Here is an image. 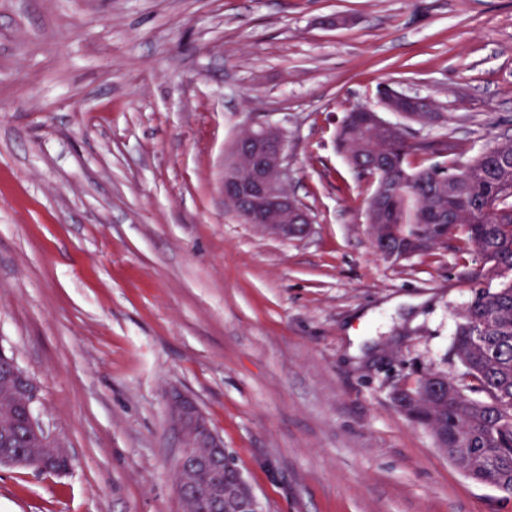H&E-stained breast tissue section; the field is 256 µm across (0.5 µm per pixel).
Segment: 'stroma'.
Returning a JSON list of instances; mask_svg holds the SVG:
<instances>
[{
	"label": "stroma",
	"mask_w": 512,
	"mask_h": 512,
	"mask_svg": "<svg viewBox=\"0 0 512 512\" xmlns=\"http://www.w3.org/2000/svg\"><path fill=\"white\" fill-rule=\"evenodd\" d=\"M358 104L471 156L512 138V0H0V347L73 462L0 470V512H183L176 392L266 512H512L392 402L462 373L476 264L377 255L373 180L336 146ZM257 122L286 133L304 236L224 199ZM380 97L384 106L389 110L392 108V112H399L406 118L416 121L422 124H434L439 121L441 116L440 112H428L425 108H430V105L412 103L408 100L398 97L400 92L390 88L387 85H383L380 88ZM409 110H420L421 112H401Z\"/></svg>",
	"instance_id": "35a3bbf8"
}]
</instances>
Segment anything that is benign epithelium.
Listing matches in <instances>:
<instances>
[{"label":"benign epithelium","instance_id":"benign-epithelium-1","mask_svg":"<svg viewBox=\"0 0 512 512\" xmlns=\"http://www.w3.org/2000/svg\"><path fill=\"white\" fill-rule=\"evenodd\" d=\"M286 139L284 133L266 123L249 128L234 146L232 169L242 171L240 179L224 181V197L241 219L290 237L306 232L312 223L308 211L288 194ZM13 401L28 411L27 427L38 438H51L34 414L38 387L22 369L0 377ZM171 418L178 430L182 455L179 492L184 509L201 497L224 512L230 501L235 512H263L261 501L246 478L229 460L224 442L209 427L205 416L190 399L176 395L171 400Z\"/></svg>","mask_w":512,"mask_h":512}]
</instances>
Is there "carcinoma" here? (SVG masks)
<instances>
[{
	"label": "carcinoma",
	"mask_w": 512,
	"mask_h": 512,
	"mask_svg": "<svg viewBox=\"0 0 512 512\" xmlns=\"http://www.w3.org/2000/svg\"><path fill=\"white\" fill-rule=\"evenodd\" d=\"M386 108L422 124L440 120L398 97L384 85ZM338 146L378 164H356L374 179L366 200L379 255L392 262L426 254L442 238H456L459 250L479 263L471 279L480 288L462 313L452 344L463 373L452 378L441 371L418 377L394 389L392 399L414 423L427 428L436 446L473 482L512 494V165L485 154L468 161L470 173L456 177L465 151L448 139L409 142L399 127L371 120L370 111L353 107L336 133ZM500 277L495 288L486 279ZM484 398L474 400L467 392ZM12 434L20 457L36 452L44 471L60 473L70 463L66 451L51 447L28 432L25 415L12 409L0 387V429Z\"/></svg>",
	"instance_id": "obj_1"
}]
</instances>
